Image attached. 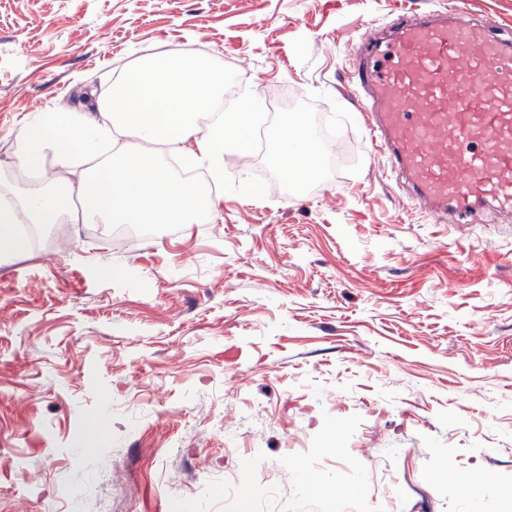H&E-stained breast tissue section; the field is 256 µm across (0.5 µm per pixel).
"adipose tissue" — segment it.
<instances>
[{
    "instance_id": "ef3b65f1",
    "label": "adipose tissue",
    "mask_w": 512,
    "mask_h": 512,
    "mask_svg": "<svg viewBox=\"0 0 512 512\" xmlns=\"http://www.w3.org/2000/svg\"><path fill=\"white\" fill-rule=\"evenodd\" d=\"M224 61L189 49L139 58L102 92L28 113L13 133L14 166L57 171V189H36L0 203V261L27 247L23 224H196L213 215L208 188L155 164L159 153L224 178V148L247 112L224 116ZM311 118L284 125L277 139L289 177H300L320 145ZM79 208L69 209V198Z\"/></svg>"
}]
</instances>
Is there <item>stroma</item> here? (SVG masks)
<instances>
[{
  "mask_svg": "<svg viewBox=\"0 0 512 512\" xmlns=\"http://www.w3.org/2000/svg\"><path fill=\"white\" fill-rule=\"evenodd\" d=\"M448 2L0 0V191L26 113L176 47L265 123L206 223L35 224L0 265V512H512V216L421 212L346 94L363 28ZM315 112L346 163L260 183Z\"/></svg>",
  "mask_w": 512,
  "mask_h": 512,
  "instance_id": "35a3bbf8",
  "label": "stroma"
}]
</instances>
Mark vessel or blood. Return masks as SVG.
Instances as JSON below:
<instances>
[{"instance_id": "1", "label": "vessel or blood", "mask_w": 512, "mask_h": 512, "mask_svg": "<svg viewBox=\"0 0 512 512\" xmlns=\"http://www.w3.org/2000/svg\"><path fill=\"white\" fill-rule=\"evenodd\" d=\"M353 57L348 91L375 149L423 211L478 224L512 213V39L464 7L397 14Z\"/></svg>"}]
</instances>
